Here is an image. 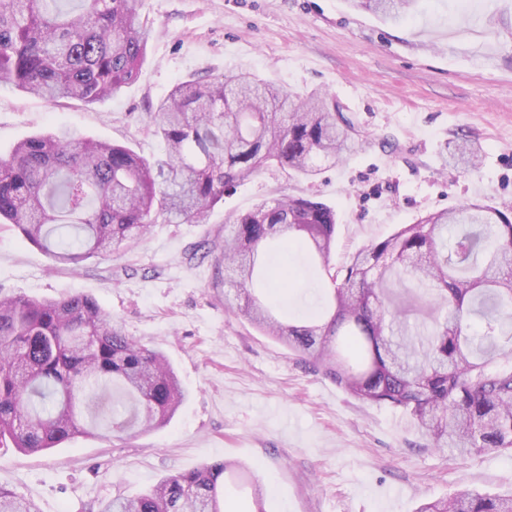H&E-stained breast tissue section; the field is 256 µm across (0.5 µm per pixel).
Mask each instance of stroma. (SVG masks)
Instances as JSON below:
<instances>
[{
    "mask_svg": "<svg viewBox=\"0 0 512 512\" xmlns=\"http://www.w3.org/2000/svg\"><path fill=\"white\" fill-rule=\"evenodd\" d=\"M138 13L152 36L120 95L51 106L0 84V154L53 126L156 159L158 101L178 82L240 66L296 97L331 93L365 143L310 178L265 169L225 195L207 223L154 225L77 270L54 266L0 225V296H90L128 336L167 356L187 394L161 429L2 456L0 486L40 512H95L101 500L225 461L254 476L227 512H253L258 489L266 512H416L463 491L512 492V455L431 448L399 412L355 398L225 309L221 261L226 219L284 195L335 211L336 267L433 211L485 199L512 209V0H420L399 25L348 0H140ZM464 139L476 170L450 159ZM272 266L288 271L290 308L314 311L322 282L306 252L283 249Z\"/></svg>",
    "mask_w": 512,
    "mask_h": 512,
    "instance_id": "1",
    "label": "stroma"
}]
</instances>
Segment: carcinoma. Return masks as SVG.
<instances>
[{
	"label": "carcinoma",
	"mask_w": 512,
	"mask_h": 512,
	"mask_svg": "<svg viewBox=\"0 0 512 512\" xmlns=\"http://www.w3.org/2000/svg\"><path fill=\"white\" fill-rule=\"evenodd\" d=\"M399 24L420 0H351ZM138 0H0V84L54 104L118 95L145 60L151 30ZM165 158L49 130L0 157V224L14 227L59 266L79 267L127 248L154 224H204L224 194L262 168L317 173L362 145L360 131L326 92L304 98L245 67L221 79L179 83L157 105ZM336 214L284 195L224 225V270L234 274V313L309 355L312 367L354 397L405 414L434 448L512 453V210L485 200L440 210L330 265ZM305 241L322 260L324 309L303 325L256 295L267 250ZM414 281L447 317L405 335L413 298L392 296ZM484 321L482 333L471 323ZM106 432L131 436L165 426L185 398L164 354L134 341L91 298L0 297V448L31 454L94 432L108 387ZM250 469L224 462L169 475L98 512H224V493ZM0 512H40L0 486ZM416 512H512L511 495L461 492Z\"/></svg>",
	"instance_id": "1"
}]
</instances>
